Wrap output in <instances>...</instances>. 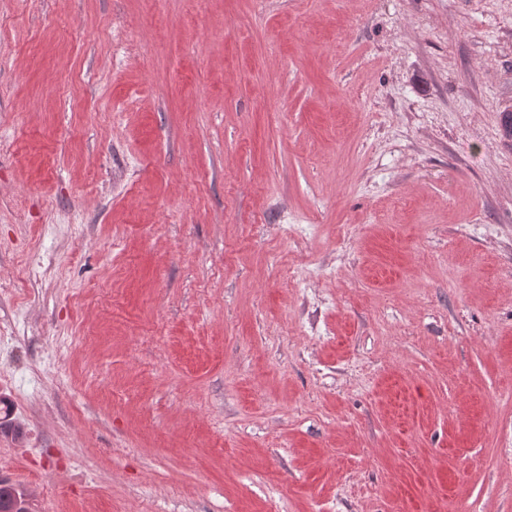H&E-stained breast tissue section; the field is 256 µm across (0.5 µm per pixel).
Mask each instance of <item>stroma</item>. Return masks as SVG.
<instances>
[{"label":"stroma","instance_id":"1","mask_svg":"<svg viewBox=\"0 0 512 512\" xmlns=\"http://www.w3.org/2000/svg\"><path fill=\"white\" fill-rule=\"evenodd\" d=\"M512 0H0V480L30 512H512Z\"/></svg>","mask_w":512,"mask_h":512}]
</instances>
